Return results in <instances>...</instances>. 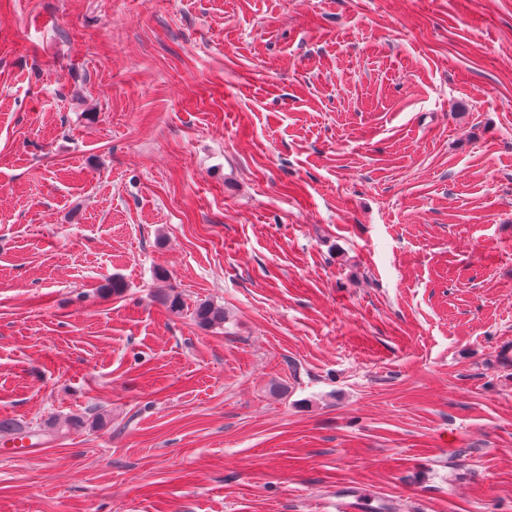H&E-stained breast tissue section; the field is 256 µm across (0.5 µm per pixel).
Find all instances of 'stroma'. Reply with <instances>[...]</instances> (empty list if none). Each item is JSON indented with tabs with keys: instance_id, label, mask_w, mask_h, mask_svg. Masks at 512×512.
<instances>
[{
	"instance_id": "stroma-1",
	"label": "stroma",
	"mask_w": 512,
	"mask_h": 512,
	"mask_svg": "<svg viewBox=\"0 0 512 512\" xmlns=\"http://www.w3.org/2000/svg\"><path fill=\"white\" fill-rule=\"evenodd\" d=\"M94 407L0 512H512V0H0V420ZM193 315L196 324L203 328L211 327L224 320V312L208 301L197 304Z\"/></svg>"
}]
</instances>
